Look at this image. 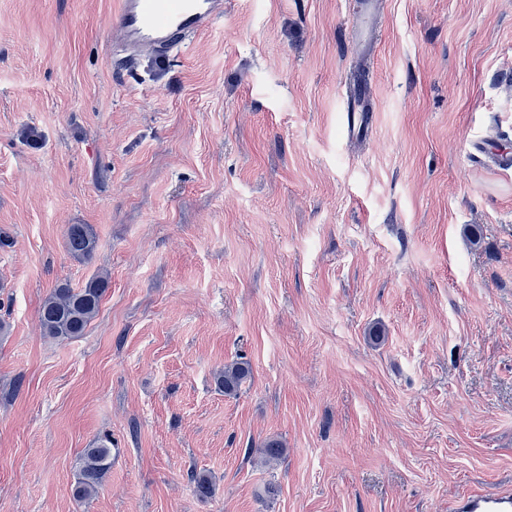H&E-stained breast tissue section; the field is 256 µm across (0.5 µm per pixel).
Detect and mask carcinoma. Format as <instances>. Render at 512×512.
Returning <instances> with one entry per match:
<instances>
[{"mask_svg": "<svg viewBox=\"0 0 512 512\" xmlns=\"http://www.w3.org/2000/svg\"><path fill=\"white\" fill-rule=\"evenodd\" d=\"M98 245V238L89 224H70L66 230V249L69 256L78 262L90 260ZM108 279L104 274L89 278L80 288L61 283L52 289L40 308L42 334L55 340H73L84 336L97 316ZM251 375L250 364L236 361L224 366L218 384L224 393L236 392ZM285 448L278 439H269L259 449L260 461L274 466L284 457ZM112 465V439L103 437L92 447L83 449L79 459V470L73 486L77 499L90 500L102 485ZM192 482L196 494L208 498L213 491V482L205 474H195Z\"/></svg>", "mask_w": 512, "mask_h": 512, "instance_id": "cac0c4a2", "label": "carcinoma"}]
</instances>
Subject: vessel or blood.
<instances>
[{
    "instance_id": "b4317fda",
    "label": "vessel or blood",
    "mask_w": 512,
    "mask_h": 512,
    "mask_svg": "<svg viewBox=\"0 0 512 512\" xmlns=\"http://www.w3.org/2000/svg\"><path fill=\"white\" fill-rule=\"evenodd\" d=\"M224 19V0H118L111 21L113 38L125 50L123 63L136 69L141 56L186 52L200 31ZM343 105V125L350 139L368 129L372 106L364 78L349 79ZM454 512H512L508 492H472L459 498Z\"/></svg>"
}]
</instances>
